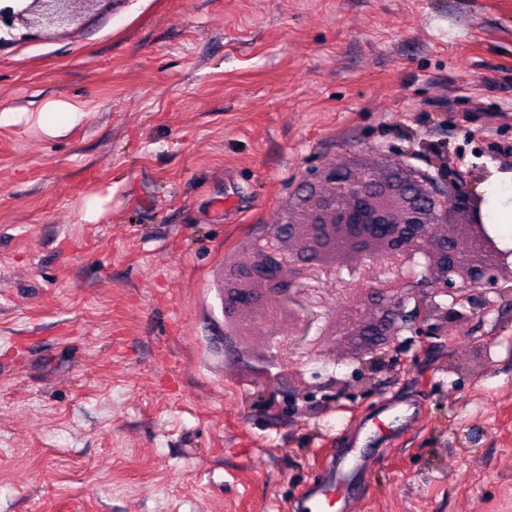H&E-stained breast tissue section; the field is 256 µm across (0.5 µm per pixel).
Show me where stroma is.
Listing matches in <instances>:
<instances>
[{"mask_svg":"<svg viewBox=\"0 0 512 512\" xmlns=\"http://www.w3.org/2000/svg\"><path fill=\"white\" fill-rule=\"evenodd\" d=\"M53 100L0 123V512H301L393 405L347 512H512V295L362 386L225 348L214 282L338 161L438 144L512 209V0H113L0 51V113ZM45 108L60 109L64 112H1L0 122L2 120H11L13 122H20L24 116L27 121L35 120V122L42 128L48 135L55 136L61 133V128L46 122L48 113H63L67 119V123L73 125L80 121L85 112L80 103L52 101L46 104Z\"/></svg>","mask_w":512,"mask_h":512,"instance_id":"stroma-1","label":"stroma"}]
</instances>
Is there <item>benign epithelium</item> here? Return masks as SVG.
Instances as JSON below:
<instances>
[{"mask_svg": "<svg viewBox=\"0 0 512 512\" xmlns=\"http://www.w3.org/2000/svg\"><path fill=\"white\" fill-rule=\"evenodd\" d=\"M109 0H32L0 6V47L16 24L59 29ZM485 197L447 167L398 159L331 164L288 203V221L224 268V335L243 344L258 318L276 321L262 362L299 367L335 336L356 341L351 361L376 365L405 331L433 338L442 326L483 316L512 269L484 222ZM331 281L332 288L322 284ZM343 302L341 321L331 316Z\"/></svg>", "mask_w": 512, "mask_h": 512, "instance_id": "7a95c632", "label": "benign epithelium"}]
</instances>
